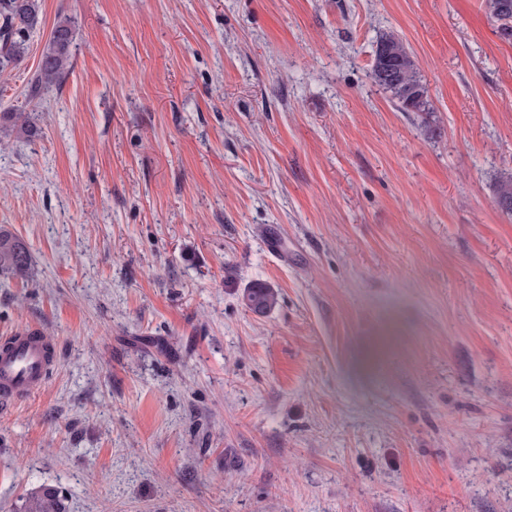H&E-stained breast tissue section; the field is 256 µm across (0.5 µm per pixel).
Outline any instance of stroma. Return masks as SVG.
<instances>
[{
  "label": "stroma",
  "mask_w": 512,
  "mask_h": 512,
  "mask_svg": "<svg viewBox=\"0 0 512 512\" xmlns=\"http://www.w3.org/2000/svg\"><path fill=\"white\" fill-rule=\"evenodd\" d=\"M72 67L27 88L59 17ZM0 113V512H512V40L483 0H42ZM399 35L430 112L373 82ZM277 251H268L267 240ZM263 283L268 313L242 301ZM32 120L31 112H1L0 128L5 133L15 131L27 137H35L38 130ZM30 258L25 243L6 230H0V274L26 278ZM244 305L254 313L265 314L278 302V293L263 283L247 288L242 295ZM55 363L51 345L34 332L0 337V413L40 391ZM24 512H65L64 497L58 489L43 488L26 500Z\"/></svg>",
  "instance_id": "35a3bbf8"
}]
</instances>
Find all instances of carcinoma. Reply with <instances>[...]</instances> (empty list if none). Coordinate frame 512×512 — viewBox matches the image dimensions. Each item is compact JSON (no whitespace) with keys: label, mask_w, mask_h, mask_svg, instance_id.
<instances>
[{"label":"carcinoma","mask_w":512,"mask_h":512,"mask_svg":"<svg viewBox=\"0 0 512 512\" xmlns=\"http://www.w3.org/2000/svg\"><path fill=\"white\" fill-rule=\"evenodd\" d=\"M484 8L497 23L498 33L512 38V0H484ZM41 0H0V64L21 61L27 50L30 33L39 23ZM73 29L68 17L53 26L32 86L47 93L58 86L72 65ZM373 82L390 93L397 110L427 112L430 110L428 90L422 83L416 64L402 40L395 34L379 39L371 69ZM0 128L28 137L38 130L30 112H1ZM30 258L25 243L6 230H0V274L23 279L28 276ZM244 305L254 313L265 314L278 302V293L263 283L247 288L242 295ZM24 512H65L64 497L55 488H43L26 500Z\"/></svg>","instance_id":"carcinoma-1"}]
</instances>
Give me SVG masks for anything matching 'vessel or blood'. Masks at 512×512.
Segmentation results:
<instances>
[{
    "mask_svg": "<svg viewBox=\"0 0 512 512\" xmlns=\"http://www.w3.org/2000/svg\"><path fill=\"white\" fill-rule=\"evenodd\" d=\"M55 363L51 345L33 332L0 337V413L40 391Z\"/></svg>",
    "mask_w": 512,
    "mask_h": 512,
    "instance_id": "vessel-or-blood-1",
    "label": "vessel or blood"
}]
</instances>
